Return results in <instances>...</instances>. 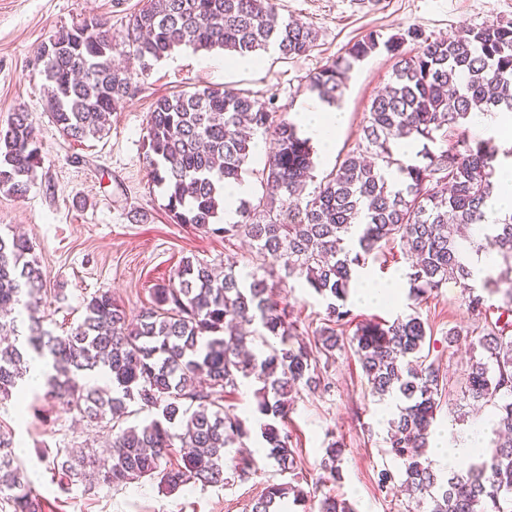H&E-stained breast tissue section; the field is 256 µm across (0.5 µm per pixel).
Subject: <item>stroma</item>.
Here are the masks:
<instances>
[{
	"mask_svg": "<svg viewBox=\"0 0 512 512\" xmlns=\"http://www.w3.org/2000/svg\"><path fill=\"white\" fill-rule=\"evenodd\" d=\"M276 4L282 18L300 19L315 30L317 39L306 55L285 60L271 49L261 68L234 70L225 68L223 51L177 48L136 80L133 94L113 113L103 139L79 143L65 140L46 112L42 77L34 61L36 48L58 30L94 15L107 18L114 36H124L139 0H125L119 8L112 0H0V126L14 109L25 108L32 112L41 140V163L27 195L18 198L0 191V235L21 230L31 239L46 274L41 312L51 317L56 330L77 323L84 299L98 290L111 291L128 315H136L150 303L153 288L167 282L185 257L232 263L240 271L261 265L274 274L282 272L280 262L258 257L242 240L227 242L192 226L170 223L164 210L165 191L153 183L142 149L147 114L158 96L195 85H229L253 92L261 103L272 104L278 117L290 120L314 98L304 88L306 75L343 55L369 32L385 40L417 25L426 34L451 37L485 22L512 21V0H276ZM392 65L382 48L355 63L337 104L345 124L330 154L315 150V179L331 172L356 147L370 103L389 83ZM137 210L148 212L147 222H133ZM381 250L383 259L368 260L362 275L395 282L398 303L383 307L351 294L347 306L352 315L344 337L352 339L369 320H390L418 308L431 329L428 360L439 369L445 385L435 433L446 437L449 447L466 444L474 429H490L495 413L490 406L473 409L461 392L472 360L480 355L470 343L482 335L485 324L471 317L460 288L451 285L412 305L409 261L398 243H384ZM282 299L301 339L312 341L324 323L322 299L299 278L288 279ZM452 330L461 334L454 345L448 342ZM321 372L328 389L302 388L288 420L300 458L296 481L314 489L324 450L337 438L344 446L342 479L327 485V492L346 499L356 512H411L413 504L400 487L383 492L377 487L380 469L400 467L386 443L393 403L370 395L349 345L336 352ZM28 400L37 412L23 419L17 417L14 402L0 404V430L12 435L15 451L44 501V512H250L267 482L279 478L273 461L263 458L248 480L205 487L190 483L171 493L149 478L112 489L89 491L80 484L64 488L53 479L50 461L39 459L38 449L65 445L99 451L108 431L45 397L43 389L29 390Z\"/></svg>",
	"mask_w": 512,
	"mask_h": 512,
	"instance_id": "stroma-1",
	"label": "stroma"
}]
</instances>
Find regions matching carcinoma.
Returning a JSON list of instances; mask_svg holds the SVG:
<instances>
[{"mask_svg":"<svg viewBox=\"0 0 512 512\" xmlns=\"http://www.w3.org/2000/svg\"><path fill=\"white\" fill-rule=\"evenodd\" d=\"M316 32L281 18L273 0H140L130 13L122 54L145 73L174 49L223 50L257 57L274 48L290 59L310 51ZM416 49H405L407 42ZM116 43L108 21L92 16L48 37L36 54L43 64V91L52 123L68 140L99 138L132 90L130 65L115 63ZM392 77L370 103L357 147L307 191L313 168L310 140L297 126L262 106L248 90L195 86L157 97L149 110L144 156L154 182L165 186L166 214L226 241L249 240L255 252L282 263L285 277L304 279L325 303V324L314 344L298 341L288 306L274 297L275 284L259 271L221 272L214 264L185 257L169 283L153 289L151 305L128 317L109 291L84 301L83 318L62 335L45 326V274L29 237H0V335L18 332L17 306L28 313L24 342L0 343V402L23 386L30 361H46V395L113 432L102 455L72 448H46L70 483L112 489L142 478L169 490L200 482L225 484L258 472L251 453L225 458V449L250 436L249 420L224 409L226 389L238 380L257 388V423L265 458L282 474L298 468L286 430L290 396L320 384V357L343 348L336 327L351 315L347 301L355 274L380 243L400 240L412 260L409 298L448 284L467 293V310L488 320L484 291L502 294L495 322L478 337L480 358L466 374L462 393L495 408L493 449H479L466 470L441 474L425 458L428 436L442 398L439 370L426 363L428 324L418 311L393 320L370 321L352 339L373 396L395 402L387 421L390 453L402 470L378 473L379 489L401 479L425 512H512V279L491 276L482 289L469 284L468 251L494 252L512 261V214L485 226L484 209L494 184L495 145L467 134L474 110L512 112V22L483 23L452 38H433L410 27L384 42ZM379 48L369 33L306 76L305 89L329 103L338 100L354 64ZM270 136L275 151L262 170L264 192L244 200L238 220L222 224L224 184L239 182L252 136ZM422 138L424 163L404 165L393 146ZM41 161L32 113L19 107L0 126V190L25 196ZM400 178L390 179L391 169ZM478 226L475 241L465 229ZM261 341L258 352L248 345ZM105 373V386L89 376ZM135 413L144 423L121 427ZM185 452L172 456V448ZM342 443L325 448L321 483L342 479ZM307 507L310 492L291 482H271L251 512H278L286 500ZM11 512H43L13 450L0 433V501ZM319 512H354L330 493Z\"/></svg>","mask_w":512,"mask_h":512,"instance_id":"cac0c4a2","label":"carcinoma"}]
</instances>
